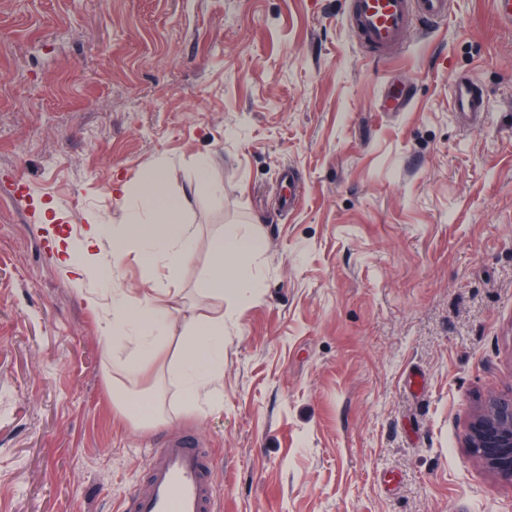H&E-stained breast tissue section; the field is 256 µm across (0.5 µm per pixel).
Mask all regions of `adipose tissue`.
<instances>
[{
    "mask_svg": "<svg viewBox=\"0 0 512 512\" xmlns=\"http://www.w3.org/2000/svg\"><path fill=\"white\" fill-rule=\"evenodd\" d=\"M167 160L154 163L146 181L115 188V199L125 213L123 224L88 225L79 242L57 244L56 259L73 274L76 294L87 308L103 314L100 343L112 352L127 345L131 353L114 362L113 369L130 381H151L166 372L181 385L188 406L198 409L223 399L224 312L190 317L175 354L165 346L176 324L175 310L149 288L139 297L115 284V271L128 254H138L145 265H163L175 272L195 257L196 225L185 223L181 203L167 190ZM263 248L259 238L228 225L213 240L210 265L199 291L223 302L225 290L239 295L256 292L259 283L248 263Z\"/></svg>",
    "mask_w": 512,
    "mask_h": 512,
    "instance_id": "obj_1",
    "label": "adipose tissue"
}]
</instances>
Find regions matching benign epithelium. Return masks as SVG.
I'll list each match as a JSON object with an SVG mask.
<instances>
[{
  "instance_id": "1",
  "label": "benign epithelium",
  "mask_w": 512,
  "mask_h": 512,
  "mask_svg": "<svg viewBox=\"0 0 512 512\" xmlns=\"http://www.w3.org/2000/svg\"><path fill=\"white\" fill-rule=\"evenodd\" d=\"M466 441L491 471L512 482V395L493 396L475 411Z\"/></svg>"
}]
</instances>
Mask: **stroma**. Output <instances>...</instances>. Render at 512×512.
<instances>
[{
    "mask_svg": "<svg viewBox=\"0 0 512 512\" xmlns=\"http://www.w3.org/2000/svg\"><path fill=\"white\" fill-rule=\"evenodd\" d=\"M461 77L487 96L467 130ZM202 154L220 192L194 181ZM161 157L195 258L173 275L128 258L117 285L212 313L195 287L236 224L263 242L260 292L224 297L223 403L193 410L167 379L139 427L49 241L121 224L113 180ZM511 393L512 28L493 0H451L387 58L350 0H0V512H115L184 434L222 512H512L465 444L472 411ZM454 116L463 129L482 122L486 112L485 91L466 78H459L452 91Z\"/></svg>",
    "mask_w": 512,
    "mask_h": 512,
    "instance_id": "obj_1",
    "label": "stroma"
}]
</instances>
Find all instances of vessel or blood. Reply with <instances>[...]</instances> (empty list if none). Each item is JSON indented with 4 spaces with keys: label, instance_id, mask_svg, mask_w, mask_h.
Instances as JSON below:
<instances>
[{
    "label": "vessel or blood",
    "instance_id": "vessel-or-blood-1",
    "mask_svg": "<svg viewBox=\"0 0 512 512\" xmlns=\"http://www.w3.org/2000/svg\"><path fill=\"white\" fill-rule=\"evenodd\" d=\"M450 0H352L358 37L376 56L391 55L415 23L424 28L448 16ZM454 116L462 128L482 122L485 92L458 79L452 91ZM120 512H218L213 467L207 449L183 435L163 440L146 460L145 473L119 503Z\"/></svg>",
    "mask_w": 512,
    "mask_h": 512
}]
</instances>
